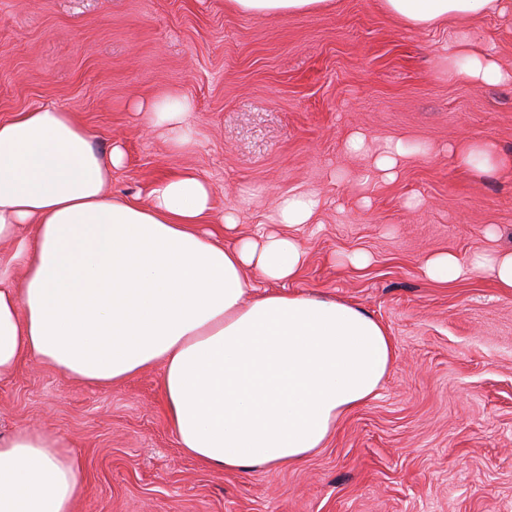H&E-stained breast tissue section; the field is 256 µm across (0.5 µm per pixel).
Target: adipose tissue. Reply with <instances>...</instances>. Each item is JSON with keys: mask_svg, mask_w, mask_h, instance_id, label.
I'll use <instances>...</instances> for the list:
<instances>
[{"mask_svg": "<svg viewBox=\"0 0 512 512\" xmlns=\"http://www.w3.org/2000/svg\"><path fill=\"white\" fill-rule=\"evenodd\" d=\"M248 15L323 9L326 0H230ZM403 28L446 24L449 78L512 84L479 48L471 23L512 14V0H379ZM174 148L193 145L186 98L141 105ZM479 173L503 159L485 139L452 147ZM125 160L103 152L73 113L42 106L0 122V379L35 358L73 381L109 387L161 365L160 390L180 448L227 471L302 465L342 419L373 399L394 346L371 314L343 299L277 292L306 253L292 236L220 241L238 210L213 214L210 184L181 170L156 179L148 205L106 192ZM490 272L512 289V251L462 262L438 253L426 276L449 282ZM269 283L257 291L254 282ZM80 460L59 434L0 435V512H75Z\"/></svg>", "mask_w": 512, "mask_h": 512, "instance_id": "adipose-tissue-1", "label": "adipose tissue"}]
</instances>
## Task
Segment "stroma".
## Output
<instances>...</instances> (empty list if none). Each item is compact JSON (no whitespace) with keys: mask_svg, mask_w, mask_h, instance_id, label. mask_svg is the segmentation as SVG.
Returning a JSON list of instances; mask_svg holds the SVG:
<instances>
[{"mask_svg":"<svg viewBox=\"0 0 512 512\" xmlns=\"http://www.w3.org/2000/svg\"><path fill=\"white\" fill-rule=\"evenodd\" d=\"M473 29L512 67V20ZM452 27L409 30L378 0L251 16L229 0H0V121L44 105L75 113L126 159L110 193L146 196L188 168L216 212L240 205L226 239L268 229L281 196L317 193L310 224L281 226L306 252L291 290L345 299L379 320L395 360L377 396L297 467L213 469L168 421L160 368L109 388L34 359L0 381V434L58 433L82 462L77 512H512V290L486 273L439 283L425 259L512 249V85L449 79ZM193 105L196 143L174 151L136 103ZM368 153L354 155V132ZM493 141L491 175L451 144ZM389 140L416 147L394 181L373 169ZM361 252L362 268L340 264Z\"/></svg>","mask_w":512,"mask_h":512,"instance_id":"obj_1","label":"stroma"}]
</instances>
